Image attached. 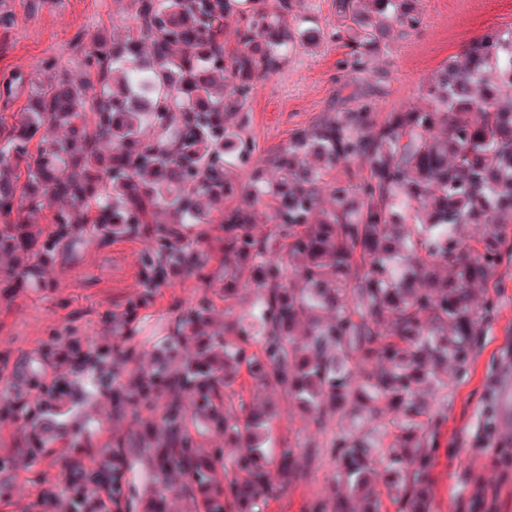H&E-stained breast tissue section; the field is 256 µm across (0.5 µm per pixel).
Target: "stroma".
Wrapping results in <instances>:
<instances>
[{
    "mask_svg": "<svg viewBox=\"0 0 512 512\" xmlns=\"http://www.w3.org/2000/svg\"><path fill=\"white\" fill-rule=\"evenodd\" d=\"M421 19L408 35L393 34L374 50L365 72L350 78L341 62L347 50L328 40H296L281 67L255 80L243 114L229 113L231 127H244L254 145L250 163L233 162L236 182L246 183L254 166L269 165L294 130L316 124L327 112L373 101L379 115L428 105L423 88L433 73L464 45L484 34L512 29V0H418ZM0 132L17 127L30 97L58 76L81 80L84 52L102 35L124 38L134 24L129 0H0ZM23 81L9 85L12 76ZM151 237L126 235L92 241L77 260L60 255L40 286L17 288L0 282V393L11 392L12 370L33 355L51 356L64 339L122 344L119 320L128 300L144 297L132 343L141 365H149L178 315L201 297L212 302L206 335L224 333L227 315L245 312L252 300L248 271L232 304L224 302V269L210 264L209 278L182 273L151 292L142 288V255ZM499 304L469 363L467 376L448 388V454L434 470L436 512H512V266L500 271ZM279 414L274 439L316 448L307 478L287 497L262 512H302L313 498H332L336 467L322 445L337 431L374 429L375 420L339 414L318 426L279 391H263ZM60 425L49 448L27 450L28 426L0 429V457L12 459L10 494L28 503L63 487L65 461L76 449L108 448L113 439L139 430L132 415L112 407L80 386L54 415Z\"/></svg>",
    "mask_w": 512,
    "mask_h": 512,
    "instance_id": "obj_1",
    "label": "stroma"
}]
</instances>
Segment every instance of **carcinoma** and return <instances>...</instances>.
Listing matches in <instances>:
<instances>
[{"label":"carcinoma","mask_w":512,"mask_h":512,"mask_svg":"<svg viewBox=\"0 0 512 512\" xmlns=\"http://www.w3.org/2000/svg\"><path fill=\"white\" fill-rule=\"evenodd\" d=\"M249 0H130L137 25L121 43L96 38L86 51L80 84L60 77L37 95L22 128L0 139V254H30L0 264V278L18 286L43 282L45 261L96 239L140 231L156 237L143 257L157 288L172 269L200 272L213 256L208 216L229 197L224 225V301L235 299L238 273L250 269L254 300L249 319L231 323L234 340L197 342L207 321L198 304L180 317L147 367L132 346L112 352V412H152L133 437L115 441L112 494L123 512L140 497L127 478L135 459L155 484L153 512L164 492L178 489L202 512H262L304 476L309 455L283 440L268 446L275 413L234 389L247 375L253 389L277 388L310 411L323 427L339 413H394L373 434L338 432L327 448L337 479L351 494L315 500L306 512H381L377 481L395 492L396 512H434L431 470L448 421V380L466 371L477 336L495 311L479 290L499 287L512 263V30L472 40L448 59L425 88L429 107L389 112L362 101L315 125L295 130L277 176L253 170L246 187L230 179L224 145L240 134L224 123L241 110L248 81L283 63L296 30L293 0L248 6ZM417 0H336L343 28L314 30L349 48L350 73L393 28L420 23ZM234 18L240 49L229 55L213 41L212 24ZM149 60L130 70L128 57ZM95 135L85 134L87 124ZM39 137L36 151L30 143ZM359 161L364 172L326 181L329 171ZM328 194L332 206L320 208ZM51 197L68 204L52 214L43 240L28 229ZM271 210L272 232L254 231L253 209ZM169 212L179 224H202L195 240L152 218ZM480 224L473 242L457 235ZM194 350L180 356L185 342ZM41 378L27 362L18 380ZM431 384L441 403L429 411L419 388ZM36 403L28 421L29 447L48 446L53 424ZM235 442L231 476L216 478L220 448H200L195 435Z\"/></svg>","instance_id":"obj_1"}]
</instances>
